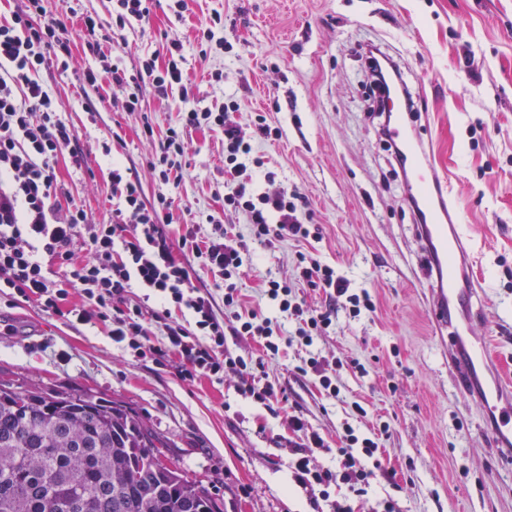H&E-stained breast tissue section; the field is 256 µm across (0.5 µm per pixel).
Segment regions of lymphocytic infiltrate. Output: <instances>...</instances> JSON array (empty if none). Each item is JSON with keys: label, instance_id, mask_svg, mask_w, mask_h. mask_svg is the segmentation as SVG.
I'll return each mask as SVG.
<instances>
[{"label": "lymphocytic infiltrate", "instance_id": "f902f5d3", "mask_svg": "<svg viewBox=\"0 0 512 512\" xmlns=\"http://www.w3.org/2000/svg\"><path fill=\"white\" fill-rule=\"evenodd\" d=\"M42 0H24L11 22L0 24V289L8 288L24 299L38 301L44 308L62 313L64 318L85 324L97 318L110 322L113 342L137 337L141 357L161 361L178 356L179 376L193 382L201 378L223 379L232 374L241 389L262 404H270L277 394L273 385L259 383L255 370L259 361L245 360L224 347L225 335L260 338L266 353L277 354L285 336L278 326L257 311L239 312L235 282L244 265V256L234 234L224 226L221 216L209 214L205 223L211 232L199 239V224L186 225L179 241H172L167 228L172 222L169 197L157 196L152 205L141 199L138 180L112 171V194L119 199L111 223H90L84 209H61L57 202L55 164L59 153L76 139V130L56 112L42 83L34 77L48 59L66 66L69 41L59 33L57 21L36 26L32 15L41 13ZM182 45L172 40L163 44L164 66L146 61L137 73L129 75L117 64L101 59L98 67L87 68L83 81L99 87L109 81L126 92L125 109H140V88L152 83L158 92L182 84ZM217 126L224 131V168L232 187L224 197L227 205L245 212L252 240L272 241L320 239L318 225L302 223L298 215L297 193L287 189L257 192L248 159L252 144L242 127L229 121L225 110L186 105L178 122L167 129L157 162L152 171L162 182H169L175 159L189 148L188 129ZM86 234L88 256H75L74 243ZM190 251L194 260L224 281V310H217L210 293L192 282L191 263L173 255L175 249ZM50 257L65 273L64 287H55L42 262ZM295 280L267 277L264 296L275 302L279 311L294 317L295 338L312 346L335 321L336 307L345 303L352 315L372 310L368 295L350 292L347 282L334 270L305 253L297 255ZM152 290L160 309L144 311L141 305H128L126 292L131 284ZM324 290L325 309H305L298 287ZM78 290L94 300L97 310L90 313L72 307L62 309L69 290ZM188 312L185 320L173 318V310ZM162 324L161 342L150 343V322ZM295 436L292 462L295 482L307 489L347 486L356 496L367 495L375 471L367 464L378 444L369 437L355 435L346 428L336 450L335 468H316L309 449L324 447L322 436L311 430L303 415L291 417Z\"/></svg>", "mask_w": 512, "mask_h": 512}]
</instances>
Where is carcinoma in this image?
<instances>
[{
  "mask_svg": "<svg viewBox=\"0 0 512 512\" xmlns=\"http://www.w3.org/2000/svg\"><path fill=\"white\" fill-rule=\"evenodd\" d=\"M137 412L0 381V512H220Z\"/></svg>",
  "mask_w": 512,
  "mask_h": 512,
  "instance_id": "cac0c4a2",
  "label": "carcinoma"
}]
</instances>
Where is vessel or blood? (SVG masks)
<instances>
[{"mask_svg":"<svg viewBox=\"0 0 512 512\" xmlns=\"http://www.w3.org/2000/svg\"><path fill=\"white\" fill-rule=\"evenodd\" d=\"M395 115L387 135L400 148L406 201L418 221L433 323L448 339V366L458 387L482 404L486 431L497 447L511 448L512 383L499 377L486 339L459 328L460 321L479 323L485 316L481 285L470 274V243L459 207L431 159L429 143L406 125L403 107H396Z\"/></svg>","mask_w":512,"mask_h":512,"instance_id":"b4317fda","label":"vessel or blood"}]
</instances>
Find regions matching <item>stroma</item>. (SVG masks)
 <instances>
[{
    "label": "stroma",
    "mask_w": 512,
    "mask_h": 512,
    "mask_svg": "<svg viewBox=\"0 0 512 512\" xmlns=\"http://www.w3.org/2000/svg\"><path fill=\"white\" fill-rule=\"evenodd\" d=\"M42 6V21L61 22L71 57L68 69L51 62L36 77L74 126L84 160L78 170L59 155L61 206L111 223L117 163L139 179L145 204L162 192L172 197V239L202 212L248 234L245 214L224 203L222 129L188 131L178 184L163 185L150 169L184 102L211 107L232 99V121L247 128L260 114L271 129L251 138L253 156L274 174L260 190L300 193L301 221L321 229L320 240L304 247L252 245L238 281L243 307L294 330L261 284L295 277L301 250L334 268L351 291H368L374 308L356 318L338 309L312 347L284 345L275 355L249 337H227L233 354L262 359L261 374L277 393L267 407L230 377L181 381L177 356L159 364L134 357L103 321L73 324L37 301L1 294L0 324L12 331L0 332V379L131 407L170 442L176 464L210 488L221 512H335L343 499L355 512H373L386 496L398 512H512V458L492 447L481 405L453 384L448 345L428 312L416 222L380 133L385 116L368 95L364 53L374 43L393 59L414 100L413 125L432 141L475 244L487 319L472 333L486 337L503 374L512 375V0H189L182 13L173 0H153L148 19L121 30L112 26L114 0ZM83 13L101 19L97 42L129 74L162 42L180 41L185 87L161 94L143 85L134 113L124 109L123 88H84L82 74L96 56L81 30ZM216 13L222 24L204 38L201 26ZM215 72L224 80H212ZM147 123L153 136L143 134ZM312 353L325 360L338 398L322 395L317 376L299 373ZM294 414L327 443L309 451L318 467L335 466L331 450L346 427L378 430L381 466L368 496L334 488L312 502L293 478Z\"/></svg>",
    "instance_id": "obj_1"
}]
</instances>
